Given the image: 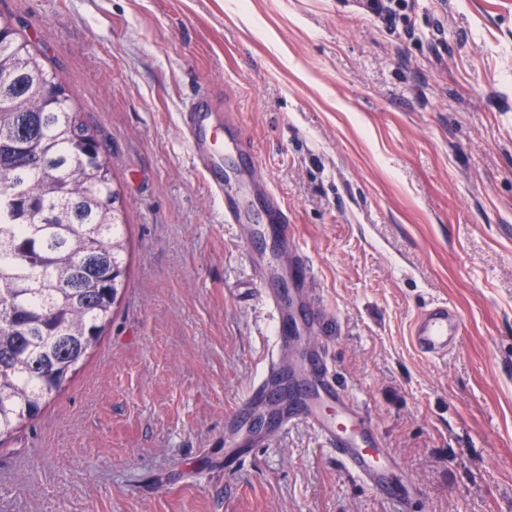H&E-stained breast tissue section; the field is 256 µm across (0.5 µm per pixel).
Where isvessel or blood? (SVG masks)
Here are the masks:
<instances>
[{"instance_id": "1", "label": "vessel or blood", "mask_w": 512, "mask_h": 512, "mask_svg": "<svg viewBox=\"0 0 512 512\" xmlns=\"http://www.w3.org/2000/svg\"><path fill=\"white\" fill-rule=\"evenodd\" d=\"M216 107L211 91L202 89L182 112V129L198 168L224 190L225 222L246 225L247 238L264 243L250 252L249 264L274 324L273 350L260 379L224 420V466L232 468L252 448L303 422L371 492L388 499L393 512H416L421 488L402 478L369 412L341 388L318 343L325 315L308 286L310 256L288 207L269 183L253 179L247 168L255 158L252 147L235 116L217 118ZM228 152L243 161L232 175L244 193L225 187ZM463 334L458 310L445 301L425 308L410 326L415 350L433 360L446 359Z\"/></svg>"}]
</instances>
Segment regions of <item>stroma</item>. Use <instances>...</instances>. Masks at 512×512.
Wrapping results in <instances>:
<instances>
[{
	"instance_id": "obj_1",
	"label": "stroma",
	"mask_w": 512,
	"mask_h": 512,
	"mask_svg": "<svg viewBox=\"0 0 512 512\" xmlns=\"http://www.w3.org/2000/svg\"><path fill=\"white\" fill-rule=\"evenodd\" d=\"M105 155L127 273L112 321L0 439V512H391L298 423L224 466L272 345L180 114L216 87L309 250L341 384L417 512H512V0H0ZM456 306L430 361L418 310ZM463 334L458 310L446 301L425 308L410 326V341L415 350L433 360L446 359L460 345Z\"/></svg>"
}]
</instances>
